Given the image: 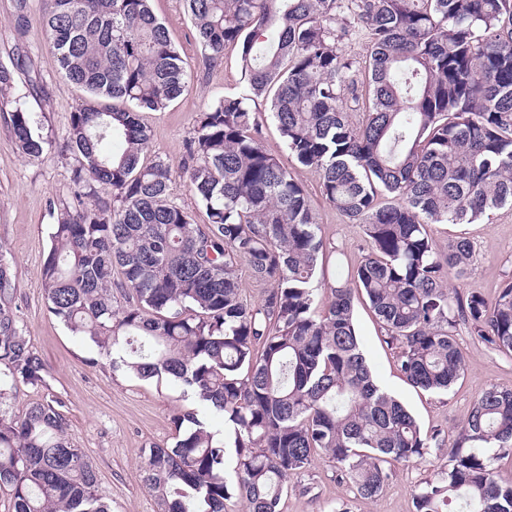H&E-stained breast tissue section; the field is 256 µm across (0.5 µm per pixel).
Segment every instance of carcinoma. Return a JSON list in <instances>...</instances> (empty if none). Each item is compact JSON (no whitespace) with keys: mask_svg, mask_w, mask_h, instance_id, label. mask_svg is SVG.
Masks as SVG:
<instances>
[{"mask_svg":"<svg viewBox=\"0 0 512 512\" xmlns=\"http://www.w3.org/2000/svg\"><path fill=\"white\" fill-rule=\"evenodd\" d=\"M205 60L239 48L245 92L200 113L182 169L208 223L172 198L170 166L141 163L152 131L188 75L150 0H44L41 22L65 76L88 98L70 116L72 204L57 213L42 272L51 312L141 379L180 384L233 431L187 408L171 448L143 450L144 484L162 512H281L288 476L328 455L363 498L379 496L388 460L448 448V468L424 482L415 512H512V389L473 403L452 444L424 432L375 381L353 294L365 295L400 371L444 392L464 354L457 325L512 353V283L489 302L459 300L472 246L439 244L430 224H471L512 206V0H184ZM367 32L368 98L357 94L343 42ZM0 67V112L16 144L39 158L49 141L12 95ZM271 97L284 146L320 176L324 199L364 228L369 252L343 278L307 193L263 143L249 102ZM268 288L251 306L237 271ZM119 271L121 280L112 281ZM14 291L0 254V300ZM44 365L0 304V405ZM54 404L12 416L0 408V488L11 512H110L97 474L66 436Z\"/></svg>","mask_w":512,"mask_h":512,"instance_id":"obj_1","label":"carcinoma"}]
</instances>
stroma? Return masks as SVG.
Returning <instances> with one entry per match:
<instances>
[{
  "label": "stroma",
  "instance_id": "stroma-1",
  "mask_svg": "<svg viewBox=\"0 0 512 512\" xmlns=\"http://www.w3.org/2000/svg\"><path fill=\"white\" fill-rule=\"evenodd\" d=\"M189 76L184 93L165 111L146 113L152 143L144 164L164 160L171 166L176 202L194 223L207 221L181 169L184 143L199 113L212 101L237 96L246 87L239 53L229 47L221 61L205 64L182 0H151ZM42 0H31L28 30L18 35L14 0H0V65L14 75L12 94L32 112L34 130L51 142L41 158L25 157L17 148L8 114L0 113V252L12 265L15 291L9 303L17 326L45 365L44 381L24 385L9 402L21 413L33 402L56 400L68 419V437L82 448L97 472V492L111 512H160L152 492L141 479V451L172 446L173 423L179 410L191 407L178 383L140 380L113 367L90 339L74 335L50 312L41 288L43 263L50 247L55 213L71 204L72 160L65 148L70 115L86 92L63 75L39 23ZM269 102L258 98L251 107L261 123L265 145L306 190L321 226V237L346 270H354L367 253L361 225L351 223L321 194L319 175L300 166L283 146L268 115ZM438 242L462 235L472 245L473 260L458 281L460 295L476 293L494 300L512 282V206L506 205L471 224H432ZM358 332L367 362L379 384L398 397L423 430L455 434L469 416L474 400L486 389L512 388V355L489 349L470 326L457 328L456 340L465 356L464 372L448 393L431 394L411 386L402 376L394 348L381 336L377 319L363 296H355ZM448 451L432 449L425 461L390 462L391 478L383 493L372 499L358 496L335 463L317 455L307 472L288 479L282 512H414L413 497L423 483L444 470Z\"/></svg>",
  "mask_w": 512,
  "mask_h": 512
}]
</instances>
